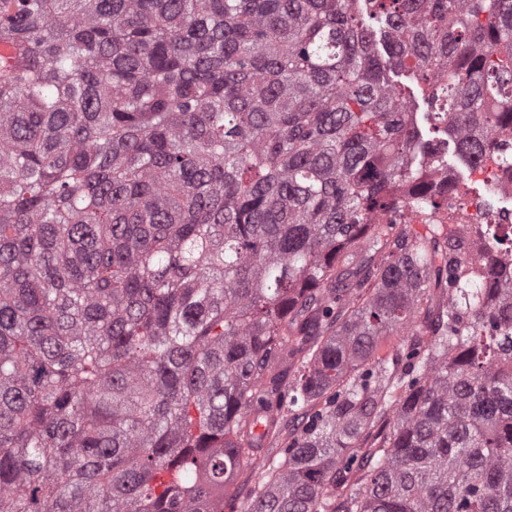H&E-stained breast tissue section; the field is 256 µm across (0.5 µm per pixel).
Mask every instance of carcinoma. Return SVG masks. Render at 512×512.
<instances>
[{
  "label": "carcinoma",
  "mask_w": 512,
  "mask_h": 512,
  "mask_svg": "<svg viewBox=\"0 0 512 512\" xmlns=\"http://www.w3.org/2000/svg\"><path fill=\"white\" fill-rule=\"evenodd\" d=\"M0 45V512H224L286 412L243 512H512V242L437 218L388 78L511 165L512 0H0ZM394 79L401 83V87L406 97L411 102L414 112H417L418 126L423 132L424 139H430L435 136L430 132L429 125L424 118V112H429L426 101L428 95L427 87L414 79L412 75L406 76L404 72L399 73V76Z\"/></svg>",
  "instance_id": "cac0c4a2"
}]
</instances>
